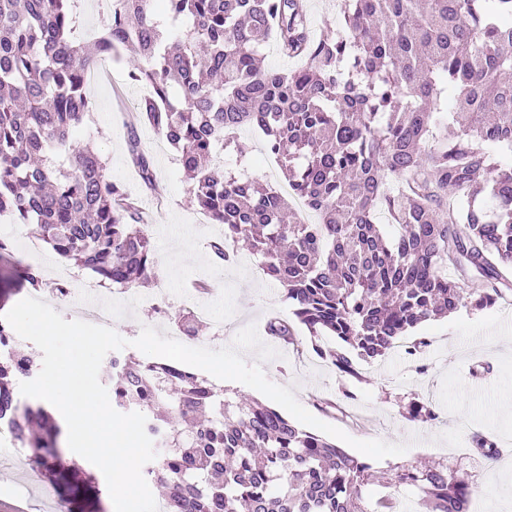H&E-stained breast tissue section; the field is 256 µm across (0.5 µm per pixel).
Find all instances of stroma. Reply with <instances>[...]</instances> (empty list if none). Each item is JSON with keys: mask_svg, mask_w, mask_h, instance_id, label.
I'll return each instance as SVG.
<instances>
[{"mask_svg": "<svg viewBox=\"0 0 512 512\" xmlns=\"http://www.w3.org/2000/svg\"><path fill=\"white\" fill-rule=\"evenodd\" d=\"M131 60L126 50L113 55L111 81L87 86L91 110L73 133L75 144L99 150L112 180L152 208L155 275L145 284L113 288L112 327L130 342L146 325L165 335L171 322L199 305L210 312L200 325L199 338L209 348L229 346L243 327L253 323L264 328L271 314H291L292 305L283 287L264 277L259 257L241 250L233 261H213L209 243L223 234V226L199 223L200 211L190 201V181L174 150L143 124L138 134L153 163L156 189L142 187L126 123L145 89L129 77ZM238 140L241 152H217L225 171L282 188L284 179L264 148L262 132L249 128ZM413 334L430 341L419 360L396 351L365 366L359 379L339 374L326 359V352L338 349L337 341H325L323 354L309 351L308 332L302 326L296 330L301 350L288 349L265 362L248 352L244 359L261 364L273 383L293 387L308 412L352 438L407 444L403 455L371 460L376 476L367 489L371 497L390 493L378 482L386 470L448 461L473 482V512H512V480L501 477L502 471L512 472V304L482 310L462 307L449 317L420 324ZM420 363L426 373L416 372ZM415 400L432 405L435 418H411L409 404ZM475 432L497 437V462L485 464L469 456ZM0 467L11 472L10 479L0 482V503L21 500L30 512H54L48 477L24 470L18 458L0 462Z\"/></svg>", "mask_w": 512, "mask_h": 512, "instance_id": "1", "label": "stroma"}]
</instances>
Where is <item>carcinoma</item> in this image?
Masks as SVG:
<instances>
[{
	"label": "carcinoma",
	"mask_w": 512,
	"mask_h": 512,
	"mask_svg": "<svg viewBox=\"0 0 512 512\" xmlns=\"http://www.w3.org/2000/svg\"><path fill=\"white\" fill-rule=\"evenodd\" d=\"M71 0H0V213L34 224L53 251L126 286L148 279L154 246L141 200L109 178L73 130L90 102L86 77L112 50L134 49L131 78L148 87L137 120L162 134L192 176L190 199L224 237L210 243L261 256L285 289L294 320L275 315L269 336L313 350L326 336L345 375L383 357L418 324L512 296V0H343L341 29L312 36L306 0H166L186 20L176 34L154 0H116L91 45L71 39ZM302 65L264 68L268 43ZM246 127L266 136L292 194L320 221H285L276 188L240 181L215 147ZM141 181L153 165L135 132ZM64 153L61 174L47 155ZM391 219L384 230L379 215ZM490 288L474 295L472 277ZM31 357L0 355V426L41 464L74 506L106 512L96 477L66 462L61 428L43 406L19 401L15 377ZM112 402L146 417L161 452L147 463L170 512H386L365 495L369 466L257 401L161 363L109 360ZM470 452L491 462L495 436ZM382 483L417 490L423 512H469L473 485L446 462L397 466Z\"/></svg>",
	"instance_id": "1"
}]
</instances>
